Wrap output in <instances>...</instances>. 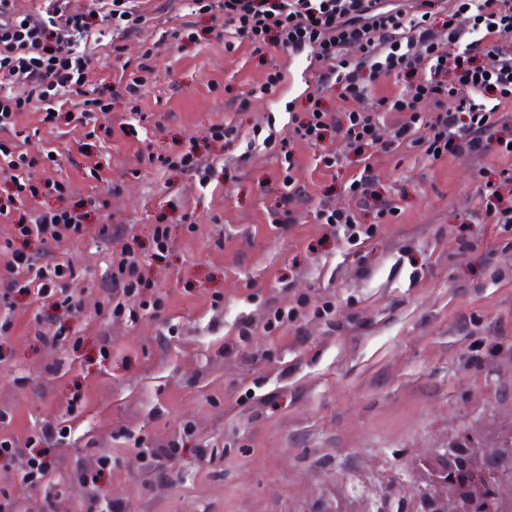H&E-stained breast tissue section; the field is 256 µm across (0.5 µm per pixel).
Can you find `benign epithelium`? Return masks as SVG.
Masks as SVG:
<instances>
[{"instance_id":"obj_1","label":"benign epithelium","mask_w":512,"mask_h":512,"mask_svg":"<svg viewBox=\"0 0 512 512\" xmlns=\"http://www.w3.org/2000/svg\"><path fill=\"white\" fill-rule=\"evenodd\" d=\"M512 452V433L486 448L461 436L445 448H433L406 469L391 490L381 494L372 484L353 486L355 512H496L492 488L498 463Z\"/></svg>"}]
</instances>
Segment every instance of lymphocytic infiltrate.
<instances>
[{
	"label": "lymphocytic infiltrate",
	"instance_id": "obj_1",
	"mask_svg": "<svg viewBox=\"0 0 512 512\" xmlns=\"http://www.w3.org/2000/svg\"><path fill=\"white\" fill-rule=\"evenodd\" d=\"M70 0H43L35 13H20L13 0H0V131L14 130L19 115L30 110L53 122L64 95L78 98L81 118L109 111L118 97L138 101L155 48L136 61H125L118 81L89 86L87 73L94 57L86 44L91 20L101 17L128 35L148 18L135 0H93L85 11H74ZM196 12H219L225 36L261 53L273 47L292 56L312 51L317 80L301 111L288 115V135L281 146L301 140L312 145L336 133L352 151L377 147L391 153L418 148L430 158L473 156L489 150L512 153V0H194ZM406 83L397 94L369 100L370 86L384 78ZM337 93L342 110L325 109L326 94ZM430 111H420L422 101ZM41 155L21 144L0 141V161L11 170L12 188L0 196V216H12L21 239H35L50 250L63 238L80 235L83 212L48 210L17 212L16 203L35 192L33 170ZM378 175L371 165L353 175L348 186L351 204L315 203L318 223L349 241L372 236L359 221L362 211L376 207V216L394 215L396 206L376 204ZM0 308H10L14 294L36 291L57 297L66 311H79L80 298L69 292L70 263L36 265L27 252L0 247ZM146 286L134 251L122 252L112 273L109 301L113 315L143 297ZM47 426L25 443L0 436V460L26 458L23 480L36 486L55 475L47 451L35 444L53 439Z\"/></svg>",
	"mask_w": 512,
	"mask_h": 512
}]
</instances>
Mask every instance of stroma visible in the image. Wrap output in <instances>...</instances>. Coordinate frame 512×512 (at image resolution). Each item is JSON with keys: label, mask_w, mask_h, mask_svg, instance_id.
Wrapping results in <instances>:
<instances>
[{"label": "stroma", "mask_w": 512, "mask_h": 512, "mask_svg": "<svg viewBox=\"0 0 512 512\" xmlns=\"http://www.w3.org/2000/svg\"><path fill=\"white\" fill-rule=\"evenodd\" d=\"M141 6L150 21L123 40L130 59L177 26L183 8L181 0ZM196 22L200 41L162 45L138 101L163 131L120 132L130 111L123 101L98 113L114 130L102 140L64 113L53 130L36 112L17 123L32 148L66 158L36 175L69 185L43 207L88 205L82 236L54 253L76 271L80 312L68 317L52 300L18 294L0 340L9 434L22 442L48 423L71 429L50 450L58 463L50 484L23 483L25 457L0 462V492L31 512H86L94 495L118 501L121 512H324L334 503L349 512L355 478L388 481L422 450L464 433L490 446L512 425V233L481 219L487 184L512 197L499 176L512 160L492 151L437 160L416 149L358 154L331 134L295 144L290 170L273 148L240 161L210 140V128L232 120L248 135L271 120L285 137V106L251 89L272 67H288L289 56L226 46L208 16ZM89 46L98 56L89 83L120 75L110 26L95 23ZM180 144L212 162L208 186L149 163ZM322 153L336 154L333 170L317 168ZM367 163L380 176L378 197L399 208L381 223L363 213L376 227L367 243L337 237L306 205L299 223L274 227L285 175L344 207L350 176ZM106 224L125 225V237L103 235ZM159 224L170 233L162 255ZM126 247L162 297L160 313L113 316L105 285ZM302 298L305 318L264 329L269 307ZM327 302L334 315L316 317ZM243 317L256 328L239 344ZM40 327L70 340L43 343ZM171 443L180 452L163 475L140 448ZM104 453L110 468L79 476Z\"/></svg>", "instance_id": "obj_1"}]
</instances>
